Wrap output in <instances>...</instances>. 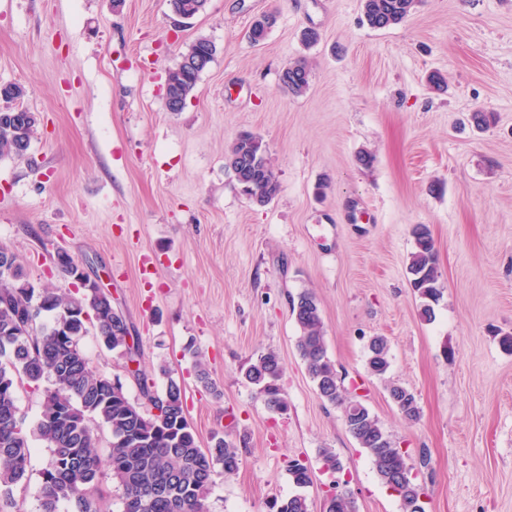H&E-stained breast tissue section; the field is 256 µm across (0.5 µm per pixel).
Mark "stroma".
Wrapping results in <instances>:
<instances>
[{
    "instance_id": "obj_1",
    "label": "stroma",
    "mask_w": 512,
    "mask_h": 512,
    "mask_svg": "<svg viewBox=\"0 0 512 512\" xmlns=\"http://www.w3.org/2000/svg\"><path fill=\"white\" fill-rule=\"evenodd\" d=\"M264 14L275 22L256 44ZM309 28L319 40L307 47ZM200 36L216 58L184 110L168 111L166 73ZM299 58L310 85L292 96L279 77ZM435 72L446 91L429 84ZM7 83L39 124L29 157L0 160V246L62 293L73 284L46 244L83 263L132 325L142 372L159 390L160 366L181 382L201 445L242 448L209 512H269L295 492L292 459L313 472L311 512L336 486L356 512H401L297 352L290 299L306 290L344 388L406 450L426 512H512V352L500 344L512 335V0H420L384 30L365 23L362 0H208L183 22L169 0H0ZM478 110L495 123L477 129ZM244 131L262 136L281 185L263 207L225 166ZM419 224L443 286L430 322L407 271ZM373 336L389 344L382 379L366 368ZM81 345L140 400L123 358L91 332ZM268 350L283 363L284 414L240 375ZM390 381L416 394L418 421L393 408ZM323 448L342 471L324 467ZM49 458L33 441L31 484L0 512H38Z\"/></svg>"
}]
</instances>
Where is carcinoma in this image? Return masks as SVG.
<instances>
[{
	"instance_id": "obj_1",
	"label": "carcinoma",
	"mask_w": 512,
	"mask_h": 512,
	"mask_svg": "<svg viewBox=\"0 0 512 512\" xmlns=\"http://www.w3.org/2000/svg\"><path fill=\"white\" fill-rule=\"evenodd\" d=\"M418 0H363L366 23L386 29L401 23ZM175 15L206 9V0H170ZM215 43L199 36L169 70L170 95L187 100L193 96L202 71L186 69L185 60L200 55L213 62ZM280 83L288 93L307 91L310 71L301 60L288 63ZM38 117L25 112L15 117L0 112V160L23 158L29 151ZM229 168L248 167L251 176L238 183L255 205L269 204L280 183L263 138L243 132L225 154ZM415 250L409 262L410 285L420 301V316L431 321L442 295L441 274L430 229L419 224L413 230ZM292 317L299 331L296 347L323 401L342 407L344 424L359 447L371 456L381 482L394 492L403 512H425L424 488L406 451L385 432L366 405L346 397L336 367L328 357L318 301L309 291L291 300ZM94 329L106 349L130 363L138 350L132 328L124 314L112 305L104 291L76 284L68 296L45 284L30 281L16 255L0 248V503H12L14 488L28 481L31 438L50 449L47 467L41 473L34 497L39 512H58L68 501L76 512H101L99 476L110 471L123 490V512H208L206 501L216 478L230 475L241 464L240 449L218 439L200 446L187 418L183 388L164 365L159 373L167 379L163 392L153 390L146 374L128 370L151 409L133 402L120 378L97 374L89 366L80 340ZM368 372L385 377L390 367L389 345L383 336L367 342ZM283 366L279 355L262 352L242 367L244 379L257 387L266 407L276 413L288 411L279 380ZM26 385L42 391V411L32 430L19 414L17 392ZM388 396L398 413L408 421L420 417L416 395L409 388L389 382ZM111 435L106 456L98 452V430ZM293 484H312L310 469L299 461L288 466ZM273 512H310L307 497L296 493L275 502ZM323 512H355L354 499L346 491L326 497Z\"/></svg>"
}]
</instances>
